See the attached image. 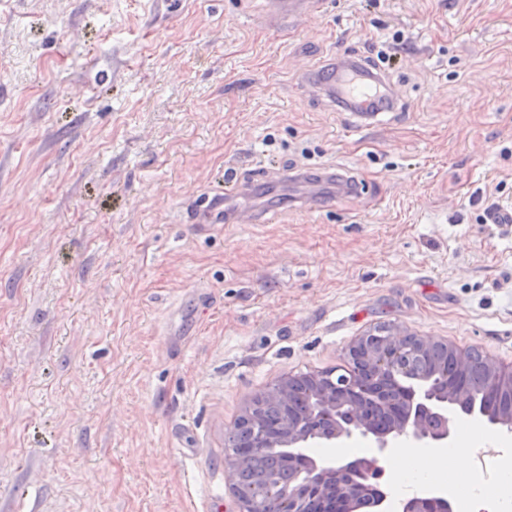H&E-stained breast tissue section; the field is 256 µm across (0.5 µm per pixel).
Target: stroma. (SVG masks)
Listing matches in <instances>:
<instances>
[{
    "instance_id": "obj_1",
    "label": "stroma",
    "mask_w": 512,
    "mask_h": 512,
    "mask_svg": "<svg viewBox=\"0 0 512 512\" xmlns=\"http://www.w3.org/2000/svg\"><path fill=\"white\" fill-rule=\"evenodd\" d=\"M398 30L394 111L313 84ZM321 167L361 194L289 179ZM493 202L512 0H0V512H234L244 407L375 324L512 363ZM319 0H268V17L270 23L278 19L304 13L318 12Z\"/></svg>"
}]
</instances>
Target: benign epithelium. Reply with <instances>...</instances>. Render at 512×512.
<instances>
[{"label": "benign epithelium", "instance_id": "7a95c632", "mask_svg": "<svg viewBox=\"0 0 512 512\" xmlns=\"http://www.w3.org/2000/svg\"><path fill=\"white\" fill-rule=\"evenodd\" d=\"M441 353L465 369L479 355L443 340L417 336L399 327L376 325L348 345L344 364L307 374L288 375L270 384L235 422L233 429H250L248 453L288 449V475L264 485H246L239 477L244 457L225 446L231 464L227 479L238 505L236 512H362L363 495L377 491L372 506L392 512V500L379 490L386 482L385 462L401 442L412 448H450L457 422L464 420L490 430L512 427V408L497 407L504 393L512 394V363L481 356L488 371L479 389L482 401L417 373L415 361ZM358 438L368 439L369 458L317 460L309 449L340 448ZM453 512L444 495L414 496L401 502V512Z\"/></svg>", "mask_w": 512, "mask_h": 512}]
</instances>
